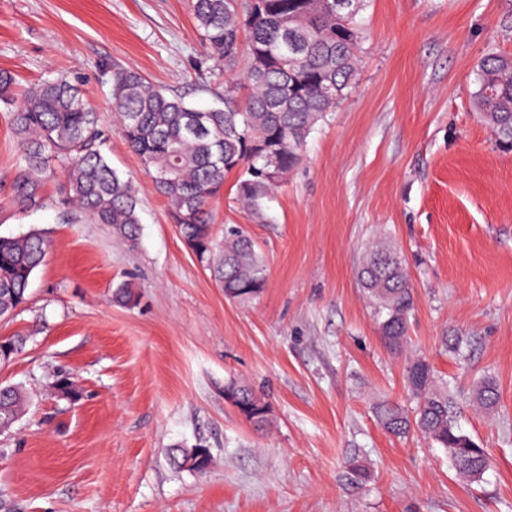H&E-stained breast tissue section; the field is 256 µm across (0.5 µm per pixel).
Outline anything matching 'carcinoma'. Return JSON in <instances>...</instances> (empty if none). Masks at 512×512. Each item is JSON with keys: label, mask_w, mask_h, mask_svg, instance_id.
Wrapping results in <instances>:
<instances>
[{"label": "carcinoma", "mask_w": 512, "mask_h": 512, "mask_svg": "<svg viewBox=\"0 0 512 512\" xmlns=\"http://www.w3.org/2000/svg\"><path fill=\"white\" fill-rule=\"evenodd\" d=\"M366 2L352 0L342 6L340 0H192L197 27L224 66H236L245 53L244 69L224 89L222 108H196L137 71L112 69L118 132L153 172L181 238L229 299L244 302L259 296L267 282L266 266L242 226L226 225L224 238H216L210 202L223 189L226 175L240 169L237 199L255 216L263 214L270 190L302 163L316 125L358 83ZM12 84L10 75L0 73V101L11 106L10 124L25 171L19 195L31 208L43 206L38 188L58 162L64 168V204L96 224L110 225L124 243L135 244L140 224L136 189L110 164L100 117L80 87L62 75L34 85L15 103ZM473 103L497 144L512 150L511 55L491 53L480 61ZM48 247L47 238L36 230L0 236V317L26 302L30 279ZM357 276L378 313L385 315L382 336L400 345L414 297L399 256L379 245ZM22 345L20 336L1 340L0 360L11 358ZM405 378L413 410L382 403L376 411L382 428L395 436H424L446 449L457 474L480 480L490 457L458 425L448 381L440 380L424 358L408 361ZM52 386L68 401L81 399L65 375L57 376ZM476 398L493 406L498 399L495 385L480 383ZM224 399L254 423L268 421L269 403L251 386L231 380L224 384ZM25 404L20 388L0 386L1 432L20 419ZM171 456L174 467L196 472L210 461L196 448H175Z\"/></svg>", "instance_id": "1"}]
</instances>
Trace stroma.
<instances>
[{"label":"stroma","instance_id":"1","mask_svg":"<svg viewBox=\"0 0 512 512\" xmlns=\"http://www.w3.org/2000/svg\"><path fill=\"white\" fill-rule=\"evenodd\" d=\"M363 16L358 84L264 221L235 203L237 173L212 203L215 231L244 225L266 259L265 289L240 304L184 245L113 121L116 67L200 107L223 96L233 75L191 0H0V71L18 94L78 80L141 219L137 243L121 244L60 205L59 169L39 188L46 207L28 208L0 102V236L50 240L27 303L0 319V339H26L0 385L27 393L0 433V512H512V152L472 105L479 62L512 55V0H370ZM375 242L400 252L413 289L400 351L356 275ZM127 281L136 300L122 306L113 292ZM411 355L454 381L459 425L494 459L481 482L461 481L419 434L379 425L381 402L411 404ZM60 374L79 402L54 393ZM486 379L499 401L482 411L473 391ZM229 380L265 395L269 425L225 402ZM195 446L211 452L205 471L170 464L171 449Z\"/></svg>","mask_w":512,"mask_h":512}]
</instances>
